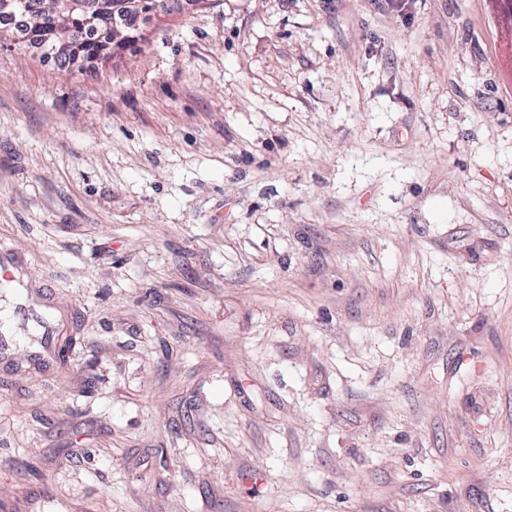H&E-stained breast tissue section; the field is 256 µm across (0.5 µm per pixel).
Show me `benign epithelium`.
Returning a JSON list of instances; mask_svg holds the SVG:
<instances>
[{
  "instance_id": "benign-epithelium-1",
  "label": "benign epithelium",
  "mask_w": 512,
  "mask_h": 512,
  "mask_svg": "<svg viewBox=\"0 0 512 512\" xmlns=\"http://www.w3.org/2000/svg\"><path fill=\"white\" fill-rule=\"evenodd\" d=\"M144 0H59L46 11L29 31L26 38L55 52L65 63L76 66L84 61V54L70 35L75 26L95 28L112 34V55L127 49L129 42L148 36L144 25L168 13V0L159 3L155 10H143Z\"/></svg>"
}]
</instances>
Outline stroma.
<instances>
[{
	"mask_svg": "<svg viewBox=\"0 0 512 512\" xmlns=\"http://www.w3.org/2000/svg\"><path fill=\"white\" fill-rule=\"evenodd\" d=\"M2 253L8 512H512V0L0 39Z\"/></svg>",
	"mask_w": 512,
	"mask_h": 512,
	"instance_id": "1",
	"label": "stroma"
}]
</instances>
